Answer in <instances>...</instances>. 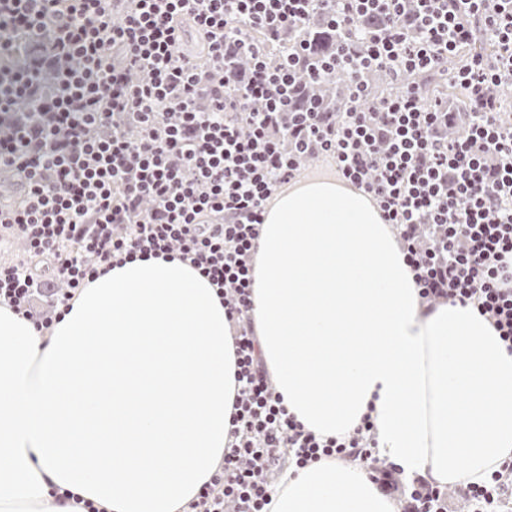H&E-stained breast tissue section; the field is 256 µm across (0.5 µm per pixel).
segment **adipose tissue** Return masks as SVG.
Masks as SVG:
<instances>
[{"label":"adipose tissue","mask_w":512,"mask_h":512,"mask_svg":"<svg viewBox=\"0 0 512 512\" xmlns=\"http://www.w3.org/2000/svg\"><path fill=\"white\" fill-rule=\"evenodd\" d=\"M249 318L289 414L343 437L371 415L381 459L437 486L512 458V353L469 305L426 306L372 196L330 174L266 207ZM234 329L179 259L90 281L50 335L0 304V512H183L224 458L239 390ZM266 512H397L368 473L324 459Z\"/></svg>","instance_id":"obj_1"}]
</instances>
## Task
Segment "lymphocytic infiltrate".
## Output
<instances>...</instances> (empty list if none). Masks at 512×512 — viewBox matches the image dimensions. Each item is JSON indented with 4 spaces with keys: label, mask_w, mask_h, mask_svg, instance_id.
<instances>
[{
    "label": "lymphocytic infiltrate",
    "mask_w": 512,
    "mask_h": 512,
    "mask_svg": "<svg viewBox=\"0 0 512 512\" xmlns=\"http://www.w3.org/2000/svg\"><path fill=\"white\" fill-rule=\"evenodd\" d=\"M318 10L335 27L371 14L382 25L313 69L301 50L272 65L267 43L246 32L279 44ZM187 20L207 39L205 59L183 49ZM480 38L503 53L457 70L474 108L454 139L438 128L456 113L412 86L366 112L351 84L338 127L329 113L293 109L305 95L297 72L382 66L398 79L445 66ZM229 52L248 68L226 69ZM495 86L512 87V0H0V171L27 184L20 202H0V231L52 263L48 277L27 262L1 266L0 303L44 333L112 266L177 255L224 301L240 386L224 461L187 512L228 502L265 512L284 456L298 468L356 462L397 490L393 470L376 465L371 417L346 438L322 439L270 385L246 320L254 242L266 202L306 155H326L399 229L421 298L472 304L512 352V122ZM402 492L406 512H446L443 491L424 479ZM460 492L472 512H498L512 495V459Z\"/></svg>",
    "instance_id": "1"
}]
</instances>
